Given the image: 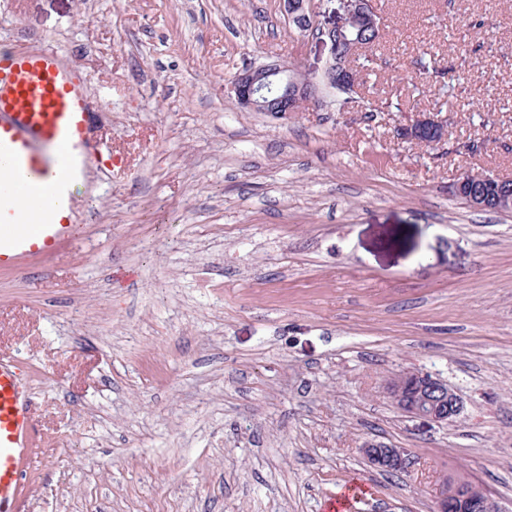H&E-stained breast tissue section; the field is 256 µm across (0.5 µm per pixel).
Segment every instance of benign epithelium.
Wrapping results in <instances>:
<instances>
[{"mask_svg": "<svg viewBox=\"0 0 512 512\" xmlns=\"http://www.w3.org/2000/svg\"><path fill=\"white\" fill-rule=\"evenodd\" d=\"M368 0H342L341 12L326 23L317 20L315 0H283L289 21L303 33H312L328 47L329 59L319 79L300 81L294 68L272 61L246 67L232 81V92L238 105L251 112H296L304 104L317 108L324 102L323 88L348 86L355 81L352 64L336 57V35L351 27L374 24L367 10ZM428 133L425 143L434 146L446 137L445 119L423 115L412 124L397 129L405 141H419ZM507 178L485 172L479 177L465 174L450 187L452 196L464 199L475 209L506 208L512 211V188L504 185ZM386 392L395 407L409 417L427 424H446L461 413L457 395L448 384L429 372L401 371L386 380ZM363 453L373 468L384 473H408L409 450L368 441ZM434 512H506L492 495L469 477L442 476L437 480Z\"/></svg>", "mask_w": 512, "mask_h": 512, "instance_id": "benign-epithelium-1", "label": "benign epithelium"}]
</instances>
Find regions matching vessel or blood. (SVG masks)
<instances>
[{
  "mask_svg": "<svg viewBox=\"0 0 512 512\" xmlns=\"http://www.w3.org/2000/svg\"><path fill=\"white\" fill-rule=\"evenodd\" d=\"M103 149L83 80L59 52L30 45L0 54V270L55 257L83 238L76 193ZM37 427L30 388L1 353L0 512H12Z\"/></svg>",
  "mask_w": 512,
  "mask_h": 512,
  "instance_id": "1",
  "label": "vessel or blood"
}]
</instances>
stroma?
<instances>
[{"label": "stroma", "instance_id": "obj_1", "mask_svg": "<svg viewBox=\"0 0 512 512\" xmlns=\"http://www.w3.org/2000/svg\"><path fill=\"white\" fill-rule=\"evenodd\" d=\"M377 81L399 115L328 95L248 112L250 65L320 75L328 49L282 0H12L0 48L59 49L115 157L92 165L83 241L0 271V352L27 378L40 436L15 512H433L462 471L512 512V212L452 196L512 178V0H373ZM466 68L441 147L398 140L433 78ZM491 112L482 126L469 107ZM495 142L456 154L467 138ZM402 369L462 411L427 426L391 403ZM376 440L408 475L370 467ZM363 453L373 468L384 473H408L409 450L397 448L393 445L367 441L363 446Z\"/></svg>", "mask_w": 512, "mask_h": 512}]
</instances>
